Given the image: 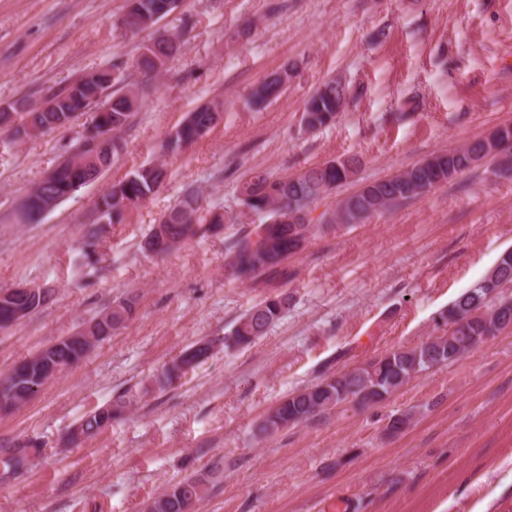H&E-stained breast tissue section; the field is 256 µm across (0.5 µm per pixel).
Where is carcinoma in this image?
Masks as SVG:
<instances>
[{
    "label": "carcinoma",
    "instance_id": "carcinoma-1",
    "mask_svg": "<svg viewBox=\"0 0 512 512\" xmlns=\"http://www.w3.org/2000/svg\"><path fill=\"white\" fill-rule=\"evenodd\" d=\"M179 0H126L121 25L138 35L151 30L170 16ZM181 34L158 33L144 42L140 53L130 65L115 62L111 66L75 79L39 101L19 99L0 108V130L9 132L16 142L45 135L68 125L78 114L93 112L87 133L101 128L112 130V156L123 149L119 134L130 127L134 116L144 104L150 85L130 81L133 69L148 79L159 78L167 64L181 48ZM287 89L272 72L256 84L247 104L260 110L277 100ZM351 99L348 85L330 79L320 85L307 99L302 124L316 131L336 123ZM224 102L213 100L187 113L175 131L169 133L166 149L176 151L207 135L221 120ZM494 160L492 174L512 173V124H503L488 135L466 145L431 155L391 178L367 184L360 192L342 198L333 208L324 211L320 223L360 224L370 217L394 210L447 183L458 174L470 170L486 158ZM106 162L105 155L93 159L90 151L77 141L70 157L59 162L35 183L6 216L9 224H38L44 215L73 197L85 187V168ZM349 157L306 167L294 175L274 177L266 171H253L236 188L240 206L260 218L259 224L242 231L227 247L228 265L242 282L255 281L297 253L314 232L313 206L357 172L346 164H358ZM165 164H147L131 171L123 180L112 184L95 205V219L88 225L84 243L94 247L107 227L120 224L126 215L151 198L165 183ZM235 223V217L224 207L207 202L204 191L192 185L183 189L179 200L161 216L144 240V249L157 256L167 255L198 236L217 235L224 225ZM498 277L512 282V250L502 252L493 266ZM286 293L269 296L253 306L224 337V347L249 346L267 335L288 308ZM136 298L119 300L84 322L94 326L103 336L111 335L135 314ZM512 318V295L496 291L490 275L475 282L448 307L444 319L448 333L434 336L410 348H396L365 364L344 372L331 373L319 382L289 393L257 426L258 434L273 435L289 427L309 422L338 406L353 402L362 409L381 404L392 393L419 374L452 363L464 354L483 345L503 329L505 318ZM58 369L46 368L43 360L33 354L14 365L0 377V411L16 409L35 396L41 388L87 356L73 335L57 339ZM214 342L199 341L183 350L176 360L184 364L180 375L173 376L166 367L155 378L165 390L183 376L194 371L212 353ZM133 399L124 392L107 405L78 420L81 437L68 432V441L86 440L96 436L112 423L124 419ZM41 445L29 441L13 448L2 461L3 474H17L28 464L30 455H39ZM214 466L208 476L186 477L168 487L148 505V512H186L185 504L200 502L208 492L210 478L219 473Z\"/></svg>",
    "mask_w": 512,
    "mask_h": 512
}]
</instances>
